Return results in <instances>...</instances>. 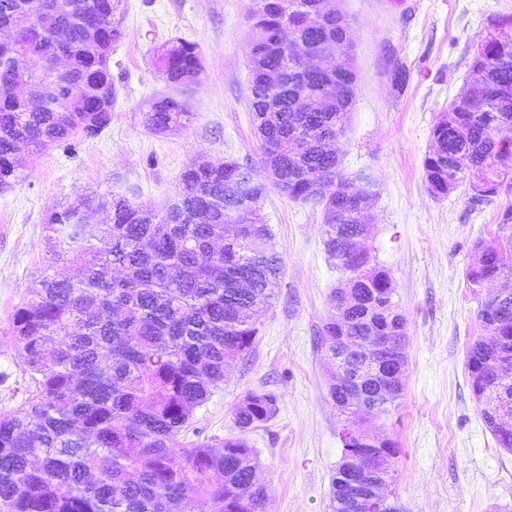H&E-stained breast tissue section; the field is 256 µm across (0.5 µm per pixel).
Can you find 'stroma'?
<instances>
[{"label": "stroma", "mask_w": 512, "mask_h": 512, "mask_svg": "<svg viewBox=\"0 0 512 512\" xmlns=\"http://www.w3.org/2000/svg\"><path fill=\"white\" fill-rule=\"evenodd\" d=\"M352 39L357 94L336 145L345 174H369L378 196L366 245L387 269L406 320L404 390L377 420L399 443L390 490L402 512H512V453L499 448L472 393L466 352L484 330L466 277L479 248L497 241L512 193L472 205L466 187L433 197L423 159L431 130L469 76L473 46L512 0H340ZM256 0H123L122 37L112 52L119 91L98 136L41 155L21 152V180L0 190V412L29 395L23 360L6 330L14 307L45 268L49 214L97 192L135 188L163 209L195 161L228 159L266 185L263 216L283 274L259 320L253 349L193 414V436L212 445L233 435L232 411L251 390L277 398L275 416L250 431L269 512H330L345 416L328 397L331 366L318 331L332 315L340 274L324 251L320 207L289 199L260 161L249 108V43ZM196 43L203 58L187 95L194 114L158 134L147 114L166 87L164 44ZM405 67L404 87L392 74Z\"/></svg>", "instance_id": "obj_1"}]
</instances>
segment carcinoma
Wrapping results in <instances>:
<instances>
[{
  "instance_id": "1",
  "label": "carcinoma",
  "mask_w": 512,
  "mask_h": 512,
  "mask_svg": "<svg viewBox=\"0 0 512 512\" xmlns=\"http://www.w3.org/2000/svg\"><path fill=\"white\" fill-rule=\"evenodd\" d=\"M57 2L0 0V24L20 27L15 41L0 43L1 189L21 179L19 144L39 154L79 134L96 137L112 121L111 55L92 52L88 41L119 42L122 0H112L110 16L99 12V0L92 8L70 0L68 11ZM256 2L250 89L261 161L289 199L322 208L324 250L341 280L353 284L344 326L325 322L320 345L333 359L336 334L360 342L375 330L404 336L389 271L356 247L365 235L359 211L377 196L375 183L363 172L346 175L334 148L357 91L353 63L338 68L329 54L339 38L336 20L310 13L314 0ZM50 52L64 60L62 76L53 79L45 65L29 71L36 104L18 110L9 90L19 59ZM159 62L171 92L152 103L148 121L163 133L194 117L182 94L203 61L196 44L176 39ZM470 68L477 76L434 125L423 169L433 195L466 183L479 205L512 192V183L497 180L498 170H512V141L500 137L512 127V41L488 40ZM248 177L236 162L200 160L182 172L162 211L129 189L86 198L85 206L110 212L108 224L88 223L78 205L50 213L46 268L9 319L35 393L0 413V512H268L270 489L257 480L245 434L274 417V395L247 392L233 411L238 435L218 448L180 440L193 410L252 349L278 287L281 259L269 247L261 205H252L266 187L247 188ZM497 240L468 272L475 287L512 270V205L499 214ZM67 260L80 264L79 277L51 273ZM478 318L487 337L466 353L472 392L498 446L512 451V426L494 423L483 396L497 374L512 376V290L486 296ZM392 367L396 395L380 399L373 414L341 409L345 422L397 407L403 352H394ZM339 437L331 512H347L346 501L367 490L350 481L348 457L367 466L386 461L380 480L389 484L399 454L388 438L371 448Z\"/></svg>"
}]
</instances>
